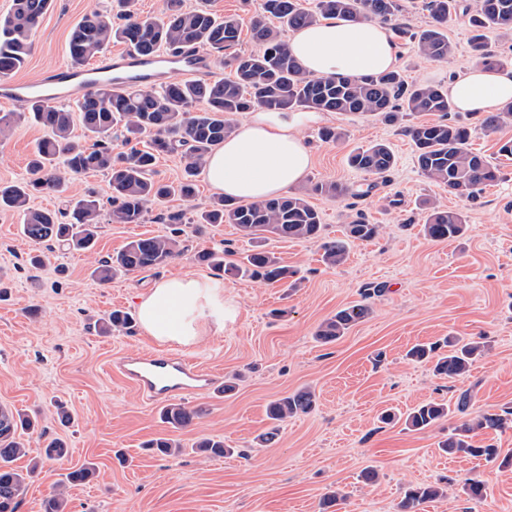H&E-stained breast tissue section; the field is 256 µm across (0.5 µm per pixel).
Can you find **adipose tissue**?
Returning <instances> with one entry per match:
<instances>
[{
  "label": "adipose tissue",
  "mask_w": 512,
  "mask_h": 512,
  "mask_svg": "<svg viewBox=\"0 0 512 512\" xmlns=\"http://www.w3.org/2000/svg\"><path fill=\"white\" fill-rule=\"evenodd\" d=\"M288 46L315 78L376 74L392 69L397 56L387 26L368 19H321L295 32ZM448 95L459 111H492L512 101V70L474 64L449 83ZM320 118L304 110L250 112L206 158L204 180L212 192L249 203L299 187L311 165L300 131ZM137 311L149 336L183 347L222 334L233 316L224 306L223 287L193 275L157 281L139 295Z\"/></svg>",
  "instance_id": "adipose-tissue-1"
}]
</instances>
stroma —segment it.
Here are the masks:
<instances>
[{
	"label": "stroma",
	"mask_w": 512,
	"mask_h": 512,
	"mask_svg": "<svg viewBox=\"0 0 512 512\" xmlns=\"http://www.w3.org/2000/svg\"><path fill=\"white\" fill-rule=\"evenodd\" d=\"M111 8L112 0H54L16 79L69 64L73 27L91 11ZM447 34L454 52L445 62L423 59L401 44L395 68L407 82L444 86L474 64L465 17L449 21ZM455 118L470 127L473 151L497 158L501 171L475 201L421 173L402 126L328 112L323 124L341 129V140H321L320 126L304 129L313 156L306 184L338 182L350 190L339 200L311 196L325 239L341 236L360 212L381 231L373 241L353 243L337 267L323 264L319 243L267 239V250L299 269L295 288L224 279V304L234 320L225 322L223 334L185 353L219 378L234 379L236 388L228 396L186 397L197 415L180 430L167 428L159 407L112 371L124 356L158 349V342L138 325L109 335L99 334L98 325L112 310L134 311L138 295L158 279L210 276L198 251L223 248L240 258L251 248L249 238L231 224L190 226L182 254L163 267L118 273L105 283L92 270L128 241L166 233L168 213L195 216L212 198L207 185L198 183L193 200L153 207L143 223H102L95 249L86 253L31 242L20 231V216L0 211V405L39 421L16 465L26 468L54 439L69 450L27 479L18 512H42L56 484L86 462L95 473L70 488L67 512H320L321 500L334 491L344 496L338 512H398L405 490L418 485L448 490L425 512H512V467L441 451L451 420L423 431L380 421L386 409L403 412L428 400L452 404L465 391L469 416L512 408V159L497 155L512 125L487 131L475 116L459 112ZM44 135L23 117L0 138L1 185L27 178L32 149ZM374 142L388 144L396 157L384 183L348 164L354 149ZM90 191L109 195L104 173L75 176L64 194L39 195L32 205L62 211L69 199ZM427 199L462 213L464 236L445 242L426 237ZM36 255L42 265L31 264ZM362 301L371 307L368 317L333 343L315 340L319 324ZM451 334L481 336L488 344L464 378H441L429 365L406 359L412 344ZM302 389L315 393V408L273 423L270 403ZM271 430L272 442L258 445V435ZM161 435L180 442L182 452L167 456L150 448ZM205 437L223 439L234 455L193 451ZM368 468L378 471L376 483L362 481ZM469 479L483 482V502L464 493Z\"/></svg>",
	"instance_id": "1"
}]
</instances>
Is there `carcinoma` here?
Wrapping results in <instances>:
<instances>
[{"instance_id": "obj_1", "label": "carcinoma", "mask_w": 512, "mask_h": 512, "mask_svg": "<svg viewBox=\"0 0 512 512\" xmlns=\"http://www.w3.org/2000/svg\"><path fill=\"white\" fill-rule=\"evenodd\" d=\"M133 2L119 0L120 11L114 17L93 11L74 27L68 45L72 65H85L116 40L142 54L165 49L172 56H181L206 50L232 76L172 80L161 90L103 85L78 105L85 134L95 139L90 147L72 140L73 113L41 101L30 103L29 114L37 125L47 129L48 136L35 146L29 162V180L0 185V210L19 213L22 234L34 242H52L85 252L95 247L102 211L95 193L69 202L66 212L30 207V199L36 194L65 192L66 183L74 175L103 172L108 176L111 193L106 199L107 215L113 224H139L156 205L175 197L191 199L205 158L233 132L232 118L257 107L276 111L300 106L317 112L369 114L391 125L406 116L438 113L437 121L405 129L414 144L421 172L448 191L472 200L498 179L497 165L469 148L468 127L450 117L453 103L443 87L409 83L398 71L371 77H308L290 51L284 30L297 31L322 18L370 17L389 24L397 39L413 43L419 56L443 61L453 53L446 33L448 18L463 10L468 15L474 58L488 66L502 67L504 61L489 50L485 34L489 30L512 34V0H471L463 8L460 0H428L430 21L418 31L398 22L401 0H317L313 10L303 7L301 0H263L260 14L249 27L258 50L249 53L236 50L241 35V21L236 15L219 17L205 8L187 10L183 0H165V20L157 22L142 17ZM51 4L52 0H13L12 11L0 17V76L25 65L32 32ZM511 122L512 103L486 113L483 126L498 130ZM111 137H121L127 144L141 143L143 148L133 146L126 153H114L109 145ZM178 152L186 159L180 180L165 184L155 179L159 156ZM348 163L360 172L385 179L394 167L395 157L388 145L375 143L354 150ZM311 193L339 199L348 195V189L335 182H321L309 191L299 190L247 206L221 196L213 198L192 223L234 224L259 245L240 262L226 260L222 249L203 251L198 259L226 276L249 277L267 285H293L297 270L264 249L261 242L269 234L284 240L322 239V218L308 200ZM169 221L177 225L170 234L129 241L101 261L93 275L107 282L119 271H142L169 263L181 252L184 229L179 224L183 223V214H172ZM465 230L462 214L425 202L423 232L428 238L448 241L462 236ZM379 231L380 225L358 214L346 225L345 238L321 244L323 262L328 266L344 263L349 244L370 241ZM369 311L364 303L338 310L318 327L316 339L323 343L340 339ZM131 323L127 313L115 310L102 322L100 331H119ZM446 343V353L439 352L435 343L416 344L407 356L416 361L434 360V372L454 381L469 373L484 350V343L473 337L450 336ZM469 402L470 396L464 392L453 409L445 403L428 401L412 408L403 419L386 411L381 421L390 424L402 419L406 426L424 430L456 412L462 418L441 442L444 452L487 462L499 459L503 465H512V457L500 458L494 445H477L472 436L480 429L512 428V410L465 419ZM315 404L312 391L300 390L273 401L269 416L274 421H284L310 412ZM194 416L195 412L181 403L167 404L161 411L163 422L174 429L187 427ZM34 430L35 421L29 416L0 406V512H17L25 482L38 468L35 463L23 473L14 466L15 461L26 456L22 436ZM197 448L218 456L232 453L222 440L204 439ZM67 455L64 443L51 441L44 448L41 461H58ZM444 497L445 489L441 487L411 486L398 503V512H424V504ZM66 507L61 484L44 499L42 512H66Z\"/></svg>"}]
</instances>
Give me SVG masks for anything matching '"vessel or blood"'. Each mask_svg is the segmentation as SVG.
Instances as JSON below:
<instances>
[{
  "label": "vessel or blood",
  "mask_w": 512,
  "mask_h": 512,
  "mask_svg": "<svg viewBox=\"0 0 512 512\" xmlns=\"http://www.w3.org/2000/svg\"><path fill=\"white\" fill-rule=\"evenodd\" d=\"M213 61L208 54L196 53L172 61L165 54L144 56L133 51L104 57L96 66L78 69L62 65L32 80L0 78V102L15 104L33 98L50 103L82 100L101 80L116 86H154L166 68L176 67L186 76L209 71ZM122 380L135 387L154 405L198 393H218L223 389L214 373L196 360L167 351H143L123 359L117 367Z\"/></svg>",
  "instance_id": "vessel-or-blood-1"
}]
</instances>
